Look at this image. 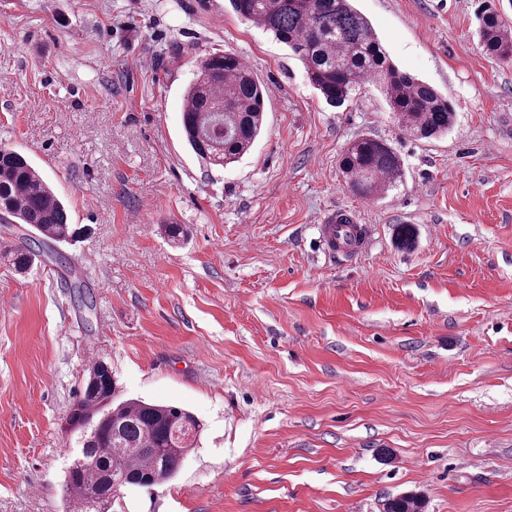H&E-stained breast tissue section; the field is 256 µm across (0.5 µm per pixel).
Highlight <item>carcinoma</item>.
<instances>
[{
    "mask_svg": "<svg viewBox=\"0 0 512 512\" xmlns=\"http://www.w3.org/2000/svg\"><path fill=\"white\" fill-rule=\"evenodd\" d=\"M242 18L288 45L305 65L311 83L331 104L352 99L373 80L401 130L422 140L448 133L455 112L448 99L426 82L400 71L389 59L369 21L352 0H229ZM485 51L512 57V33L489 10L479 18ZM183 130L188 145L208 164L239 161L264 127V90L236 55L203 57L184 94ZM342 173L352 191L382 196L403 181L404 163L388 143L371 137L350 141L342 154ZM28 224L36 236L6 251L9 265L23 272L40 254L44 240L69 242L62 199L30 160L0 149V215ZM112 370L98 361L89 370L76 419L87 429L74 459L90 464L67 469L65 493L80 494L82 512H102L114 487L150 488L172 479L195 448L201 424L189 411L130 399L113 402ZM384 512H421V502L400 495Z\"/></svg>",
    "mask_w": 512,
    "mask_h": 512,
    "instance_id": "1",
    "label": "carcinoma"
}]
</instances>
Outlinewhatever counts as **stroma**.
<instances>
[{
	"label": "stroma",
	"mask_w": 512,
	"mask_h": 512,
	"mask_svg": "<svg viewBox=\"0 0 512 512\" xmlns=\"http://www.w3.org/2000/svg\"><path fill=\"white\" fill-rule=\"evenodd\" d=\"M487 4L512 28V0H355L399 70L453 106L448 133L418 141L374 83L329 105L229 0H0V148L76 230L28 273L0 261V512H66L99 359L117 400L203 425L172 480L109 512H384L402 494L512 512V59L479 42ZM218 50L266 89L264 130L223 168L182 133ZM362 136L401 155L397 190L347 186ZM339 208L370 231L354 259L320 244Z\"/></svg>",
	"instance_id": "1"
}]
</instances>
